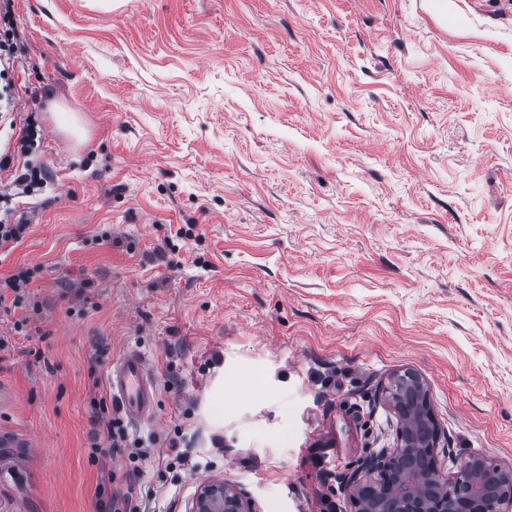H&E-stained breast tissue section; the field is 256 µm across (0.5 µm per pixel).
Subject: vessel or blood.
I'll return each instance as SVG.
<instances>
[{
  "mask_svg": "<svg viewBox=\"0 0 512 512\" xmlns=\"http://www.w3.org/2000/svg\"><path fill=\"white\" fill-rule=\"evenodd\" d=\"M107 384L112 401L130 423L151 420L157 406V388L147 359L140 350L129 348L107 371Z\"/></svg>",
  "mask_w": 512,
  "mask_h": 512,
  "instance_id": "1",
  "label": "vessel or blood"
}]
</instances>
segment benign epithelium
<instances>
[{
  "label": "benign epithelium",
  "mask_w": 512,
  "mask_h": 512,
  "mask_svg": "<svg viewBox=\"0 0 512 512\" xmlns=\"http://www.w3.org/2000/svg\"><path fill=\"white\" fill-rule=\"evenodd\" d=\"M383 392L398 420L396 445L336 474L354 512H512V466L465 458L455 479L466 491L448 492L450 480L438 458L440 424L417 373L393 374ZM188 512L258 510L238 485L212 480L199 486Z\"/></svg>",
  "instance_id": "benign-epithelium-1"
}]
</instances>
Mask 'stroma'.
Here are the masks:
<instances>
[{
    "instance_id": "1",
    "label": "stroma",
    "mask_w": 512,
    "mask_h": 512,
    "mask_svg": "<svg viewBox=\"0 0 512 512\" xmlns=\"http://www.w3.org/2000/svg\"><path fill=\"white\" fill-rule=\"evenodd\" d=\"M9 28L52 181L0 262L43 267L0 313V430L36 442L0 447V512H186L207 479L352 512L335 475L394 446L403 370L447 475L512 465V0H14ZM130 347L135 463L92 422ZM107 384L114 405L128 422L145 423L155 416L157 388L146 356L140 350L126 349L112 361Z\"/></svg>"
}]
</instances>
